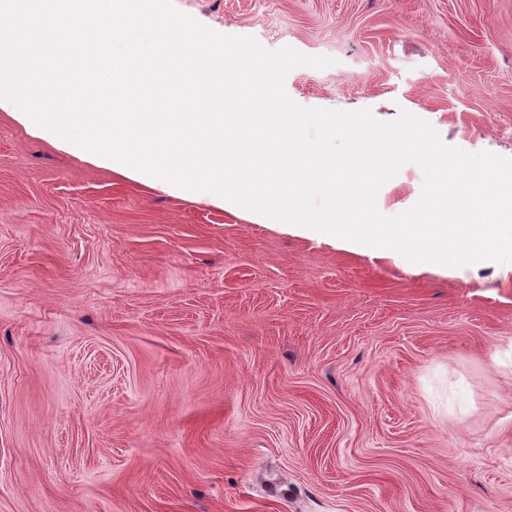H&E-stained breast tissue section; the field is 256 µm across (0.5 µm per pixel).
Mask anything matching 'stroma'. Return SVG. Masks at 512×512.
Segmentation results:
<instances>
[{
    "label": "stroma",
    "mask_w": 512,
    "mask_h": 512,
    "mask_svg": "<svg viewBox=\"0 0 512 512\" xmlns=\"http://www.w3.org/2000/svg\"><path fill=\"white\" fill-rule=\"evenodd\" d=\"M172 4L332 58L287 75L300 106L512 158V0ZM0 512H512V272L257 224L0 108Z\"/></svg>",
    "instance_id": "35a3bbf8"
}]
</instances>
